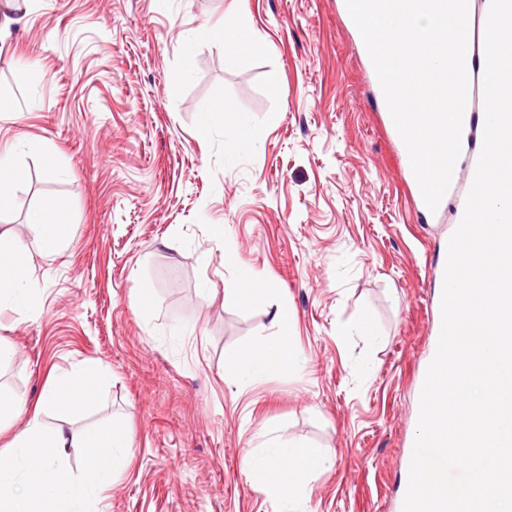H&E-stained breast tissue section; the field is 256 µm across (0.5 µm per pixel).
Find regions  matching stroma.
<instances>
[{"label": "stroma", "instance_id": "stroma-1", "mask_svg": "<svg viewBox=\"0 0 512 512\" xmlns=\"http://www.w3.org/2000/svg\"><path fill=\"white\" fill-rule=\"evenodd\" d=\"M240 9L255 35L243 60L193 39ZM14 17L0 34L13 106L0 147L29 178L0 227L26 240L39 295L36 314L0 311L17 351L0 388L32 403L57 371L107 367L92 411L41 414L131 435L99 512H282L241 469L277 434L336 456L299 512H398L455 204L420 207L346 0H29ZM220 102L257 147L230 150L222 126L197 140ZM33 209L69 214L58 251L42 250ZM249 270L269 287L256 305L203 289ZM283 307L302 367L226 381L225 349L274 336Z\"/></svg>", "mask_w": 512, "mask_h": 512}]
</instances>
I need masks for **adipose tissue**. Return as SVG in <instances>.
Listing matches in <instances>:
<instances>
[{
    "instance_id": "obj_1",
    "label": "adipose tissue",
    "mask_w": 512,
    "mask_h": 512,
    "mask_svg": "<svg viewBox=\"0 0 512 512\" xmlns=\"http://www.w3.org/2000/svg\"><path fill=\"white\" fill-rule=\"evenodd\" d=\"M197 37L223 45L229 61L240 60L249 50L253 27L250 15L236 11L224 22L197 30ZM38 300L31 253L24 239L10 229L0 231V307L33 308ZM274 336L257 347L236 348L224 354V372L234 383L248 384L264 375L291 367L302 360L292 340L293 318L288 309L278 311ZM107 375L100 362L87 360L57 373L29 410L27 401L0 389V428L24 419L7 452L0 454V512H94L100 492L111 487L133 453V441L119 425L69 432L47 427L40 418L43 407L61 415L82 412L96 398ZM86 448L90 454L80 475L64 465L67 449ZM333 454L282 437L269 439L261 452L245 454L243 470L255 488L284 503L297 502L308 480L326 472Z\"/></svg>"
}]
</instances>
